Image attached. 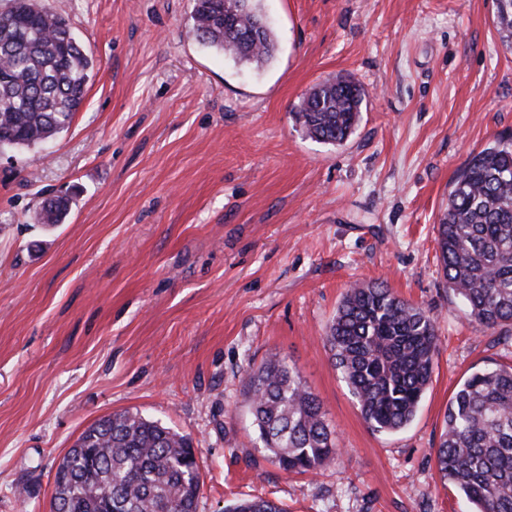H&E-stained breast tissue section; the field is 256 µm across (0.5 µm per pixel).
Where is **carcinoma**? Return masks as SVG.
<instances>
[{"instance_id":"cac0c4a2","label":"carcinoma","mask_w":512,"mask_h":512,"mask_svg":"<svg viewBox=\"0 0 512 512\" xmlns=\"http://www.w3.org/2000/svg\"><path fill=\"white\" fill-rule=\"evenodd\" d=\"M502 43L512 48V0H496ZM188 33L226 57L263 65L275 51L258 0H195ZM94 58L67 21L33 3L12 0L0 12V147L42 144L81 108ZM364 91L349 79L303 94L293 117L311 138L340 144L355 130ZM69 200L56 197L34 213L62 224ZM443 276L481 330L512 324V136L473 155L456 175L438 224ZM323 339L368 428L394 433L416 416L438 354L430 311L384 283L353 284ZM246 390L255 447L283 473L333 462L339 443L323 403L296 367L272 354L250 367ZM82 448L57 471L56 512H197L202 486L193 440L137 412L123 411L85 429ZM439 471L472 512H512V365L478 368L454 393L436 450ZM224 512H282L263 497Z\"/></svg>"}]
</instances>
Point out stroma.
Returning <instances> with one entry per match:
<instances>
[{
	"label": "stroma",
	"mask_w": 512,
	"mask_h": 512,
	"mask_svg": "<svg viewBox=\"0 0 512 512\" xmlns=\"http://www.w3.org/2000/svg\"><path fill=\"white\" fill-rule=\"evenodd\" d=\"M39 2L96 66L67 129L0 149V512H50L59 460L125 410L192 438L197 512H470L434 450L463 379L512 363V326L475 327L436 237L456 173L512 135L495 0H261L259 69L189 36L194 0ZM336 76L366 98L333 145L292 111ZM62 195L66 221L35 223ZM375 281L437 325L431 384L393 434L367 427L323 341L348 286ZM272 353L324 403L325 468L289 476L253 448L244 381ZM224 512H282L273 501L263 497L240 499L234 504L224 506Z\"/></svg>",
	"instance_id": "obj_1"
}]
</instances>
